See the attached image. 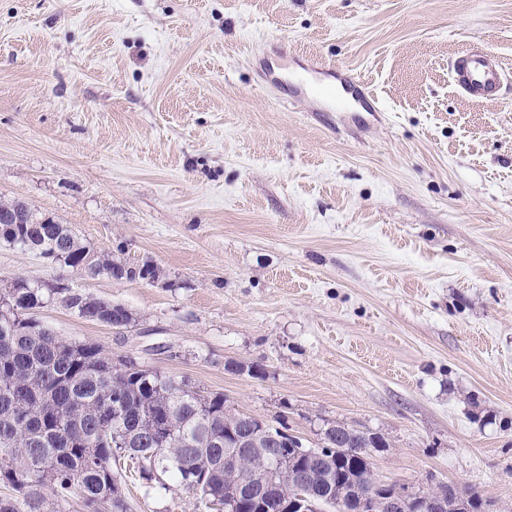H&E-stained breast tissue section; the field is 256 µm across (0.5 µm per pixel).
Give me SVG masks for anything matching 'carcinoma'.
<instances>
[{
	"instance_id": "cac0c4a2",
	"label": "carcinoma",
	"mask_w": 512,
	"mask_h": 512,
	"mask_svg": "<svg viewBox=\"0 0 512 512\" xmlns=\"http://www.w3.org/2000/svg\"><path fill=\"white\" fill-rule=\"evenodd\" d=\"M25 224L0 223V242L45 258L66 256L61 266L89 274L86 261L117 279L135 278L133 268L112 254L86 245L67 224H38L18 200L0 201V220L13 211ZM1 288L0 297V512H64L77 497L83 512L112 508L121 486L113 465L129 461L150 481L153 464L208 509L224 504V487L247 480L262 463L253 457L224 462L216 442L249 429L250 415L230 408L221 392H208L131 363L112 372L109 351L95 342H76L45 326L17 327L15 295L37 304L53 299L23 278ZM61 304L88 321L111 326L133 321L129 310L74 288ZM319 451L291 457L309 494L330 512H350L356 494L379 480L371 450L385 448L380 435L339 422L319 433Z\"/></svg>"
}]
</instances>
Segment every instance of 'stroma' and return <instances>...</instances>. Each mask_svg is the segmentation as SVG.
I'll return each instance as SVG.
<instances>
[{"label":"stroma","mask_w":512,"mask_h":512,"mask_svg":"<svg viewBox=\"0 0 512 512\" xmlns=\"http://www.w3.org/2000/svg\"><path fill=\"white\" fill-rule=\"evenodd\" d=\"M480 45L512 74V0H0V198L160 272L2 243L0 284L123 304L121 330L39 316L304 443L367 428L379 479L512 512V83L474 101L449 72ZM335 67L374 108L332 109ZM122 478L131 512H207L167 473Z\"/></svg>","instance_id":"stroma-1"}]
</instances>
